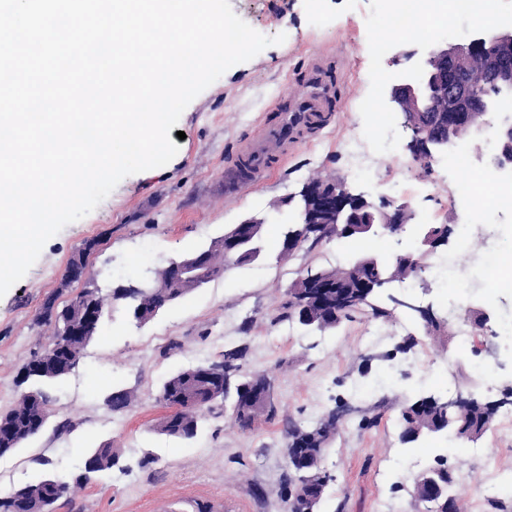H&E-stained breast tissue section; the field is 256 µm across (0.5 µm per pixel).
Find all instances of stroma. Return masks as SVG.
<instances>
[{"instance_id":"obj_1","label":"stroma","mask_w":512,"mask_h":512,"mask_svg":"<svg viewBox=\"0 0 512 512\" xmlns=\"http://www.w3.org/2000/svg\"><path fill=\"white\" fill-rule=\"evenodd\" d=\"M259 33L285 34L283 44L228 69L184 110L177 155L153 173L125 177L84 218L44 246L27 274L0 297V410L21 392L43 387L54 414L15 452L0 456V496L53 473L69 490L59 512H286L292 472L285 448L296 428L311 430L333 412L341 418L324 450L330 476L318 512H415L409 490L420 471L446 461L465 490L460 512H512V486L488 493L492 466L512 471V427L495 419L479 442L448 435L404 443L402 405L434 395L473 393L502 399L512 384V295L495 299L491 332L457 334L453 305L461 276L470 300H485L484 236L460 240L457 212L447 202L455 181L452 158L429 165L406 145L411 132L383 100L384 73L395 72L375 39L385 25V0H230ZM329 57L343 76L340 113L317 137L291 153L285 166L240 186L229 161L256 138L275 104L302 88L310 60ZM339 178L374 203H406L416 213L400 237L327 239L281 258L282 232L297 211L289 197L309 178ZM264 219L261 253L227 264L222 276L137 324L120 285L150 278L170 259L202 249L241 221ZM445 224L451 233L432 251L437 277L421 272L380 297L382 317L352 314L336 328L312 333L288 316V290L307 268L345 269L364 254L383 260L414 250L416 227ZM89 268L108 304L99 336L74 370L42 385L21 381L33 352L48 344L52 326L41 315L46 299L67 302L79 290L66 284L70 259L88 241ZM431 306L440 331L426 334L415 312ZM238 350L242 374L261 373L274 387V409L240 425L231 403L203 416L197 434L181 440L158 431L167 409L159 387L171 374L223 360ZM124 389L131 405L112 411L107 399ZM112 444L120 462L75 479L89 449Z\"/></svg>"}]
</instances>
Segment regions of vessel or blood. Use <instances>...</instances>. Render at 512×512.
Returning <instances> with one entry per match:
<instances>
[{
    "label": "vessel or blood",
    "instance_id": "1",
    "mask_svg": "<svg viewBox=\"0 0 512 512\" xmlns=\"http://www.w3.org/2000/svg\"><path fill=\"white\" fill-rule=\"evenodd\" d=\"M308 88L304 96L289 100L275 123L264 124L258 139L236 153L233 168L240 183L257 181L273 161L285 160L297 146L328 126L330 113L338 109V94L327 65H312Z\"/></svg>",
    "mask_w": 512,
    "mask_h": 512
}]
</instances>
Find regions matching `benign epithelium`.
Here are the masks:
<instances>
[{
    "mask_svg": "<svg viewBox=\"0 0 512 512\" xmlns=\"http://www.w3.org/2000/svg\"><path fill=\"white\" fill-rule=\"evenodd\" d=\"M486 55L496 60L490 75L482 64ZM396 61L404 62V66L393 76L386 89V97L411 131L407 149L413 156L428 162L455 151L459 142L466 138L471 141L480 139L490 126L488 117L499 113L500 101L512 97V26H481L463 45L444 46L423 40L414 49L399 53ZM495 135L498 151L494 167L499 171H512L511 116L500 120ZM301 194L305 201V223L319 229V232L309 238H288L281 250L283 257L292 256L308 242L317 243L345 229L365 237L377 234L381 228L398 235L414 219L408 205L399 204L385 210L369 202L364 195L350 192L345 183L338 180L313 179L304 185ZM262 223L264 220L251 217L224 233L221 247L224 257L237 256L246 243L260 235ZM448 236L449 229L445 225L438 229L433 226L422 228L417 239V255L403 254L401 258L409 260L418 270L421 268L420 258L447 243ZM370 264H378L385 270V280L372 282L364 276L363 268ZM175 269L183 279L208 282L214 278V266L205 252H195L175 263ZM400 279L402 276L393 271L391 263H383L374 256L359 259L341 277L329 271L322 273L318 295L309 288L289 289V309L304 325H334L344 312ZM67 280L80 283L85 291L96 288L86 264L80 272L69 274ZM164 287V282L149 279L134 289L131 297L143 301ZM467 317L474 328L487 331L494 311L488 306L471 305L467 308ZM196 373L216 384L230 380L229 370L222 361L199 366ZM238 392L249 404H260L266 408L272 405L273 386L269 380L250 390L240 386ZM426 405L442 410L489 407V403L480 397L461 393L451 399L423 396L418 406ZM445 430L447 426L443 424L426 428L414 426L402 431L401 437L405 441H413L424 433ZM298 447L296 440L289 438L287 460L295 476L294 490L288 496V512H315V505L322 498L328 479L320 472L322 459L300 452ZM451 479V471L443 462L418 474L410 491L413 502L417 505L437 502L439 512H457V498L448 495Z\"/></svg>",
    "mask_w": 512,
    "mask_h": 512,
    "instance_id": "1",
    "label": "benign epithelium"
}]
</instances>
